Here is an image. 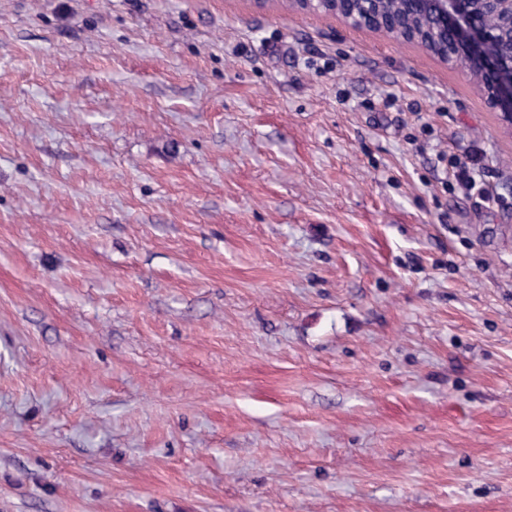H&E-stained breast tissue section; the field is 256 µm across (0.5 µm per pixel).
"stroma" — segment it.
<instances>
[{
	"label": "stroma",
	"instance_id": "obj_1",
	"mask_svg": "<svg viewBox=\"0 0 512 512\" xmlns=\"http://www.w3.org/2000/svg\"><path fill=\"white\" fill-rule=\"evenodd\" d=\"M0 512H512L472 78L253 0H0Z\"/></svg>",
	"mask_w": 512,
	"mask_h": 512
}]
</instances>
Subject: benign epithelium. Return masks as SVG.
Segmentation results:
<instances>
[{"label":"benign epithelium","mask_w":512,"mask_h":512,"mask_svg":"<svg viewBox=\"0 0 512 512\" xmlns=\"http://www.w3.org/2000/svg\"><path fill=\"white\" fill-rule=\"evenodd\" d=\"M352 0H331V12L347 24L367 28L368 21L382 24L377 32L395 39L422 42L410 36L404 27L389 23L374 13L377 0H361L362 12L350 8ZM412 10L431 19L430 39L445 41V57L465 56L475 70L474 80L496 111L502 124L512 131V0H408ZM492 15L497 24L490 26L481 15Z\"/></svg>","instance_id":"obj_1"}]
</instances>
